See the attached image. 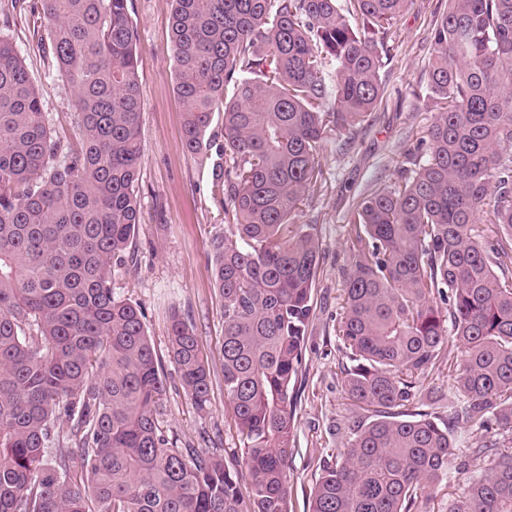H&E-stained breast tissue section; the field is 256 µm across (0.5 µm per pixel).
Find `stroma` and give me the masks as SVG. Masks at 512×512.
Segmentation results:
<instances>
[{"label":"stroma","instance_id":"stroma-1","mask_svg":"<svg viewBox=\"0 0 512 512\" xmlns=\"http://www.w3.org/2000/svg\"><path fill=\"white\" fill-rule=\"evenodd\" d=\"M141 59L143 156L138 186L140 225L133 259L116 269V296L141 308L148 334L163 356L167 394L164 427L202 451L237 446L224 395V312L207 270L209 242L224 227V208L213 194V164L200 163L181 147L182 112L176 93L170 39L172 0H129ZM448 0H410L388 42L383 101L359 125L328 133L319 155L322 172L292 214L312 225L321 243L319 274L298 391L295 450L289 470L292 512H309V494L325 462H339L353 422L362 412L345 391L350 362L337 326L350 266L352 210L372 191L398 176L405 153L425 138L436 111L428 88L432 29ZM10 0H0V31L24 58L43 110L59 135L77 140L72 98L40 35L25 24H5ZM193 327L211 369L210 406L198 412L168 359L172 312Z\"/></svg>","mask_w":512,"mask_h":512}]
</instances>
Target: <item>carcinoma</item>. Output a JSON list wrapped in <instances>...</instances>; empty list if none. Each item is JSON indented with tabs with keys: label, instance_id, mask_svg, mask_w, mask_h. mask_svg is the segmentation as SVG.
<instances>
[{
	"label": "carcinoma",
	"instance_id": "cac0c4a2",
	"mask_svg": "<svg viewBox=\"0 0 512 512\" xmlns=\"http://www.w3.org/2000/svg\"><path fill=\"white\" fill-rule=\"evenodd\" d=\"M172 2L182 150L206 158L215 116L224 124L210 273L241 456L228 465L164 430L162 361L142 310L112 288L140 224L128 0H39L28 21L46 34L80 143L53 135L0 33V512H291L295 385L321 254L291 215L321 178L328 131L383 99L409 0ZM432 41L428 140L351 219L337 331L346 393L370 416L351 426L344 461L323 466L309 512H416L452 468L465 479L448 512H512V0H448ZM168 352L205 410L209 365L177 312ZM446 364L448 417L414 409ZM467 425L483 431L472 456L485 465L472 472L455 453Z\"/></svg>",
	"mask_w": 512,
	"mask_h": 512
}]
</instances>
